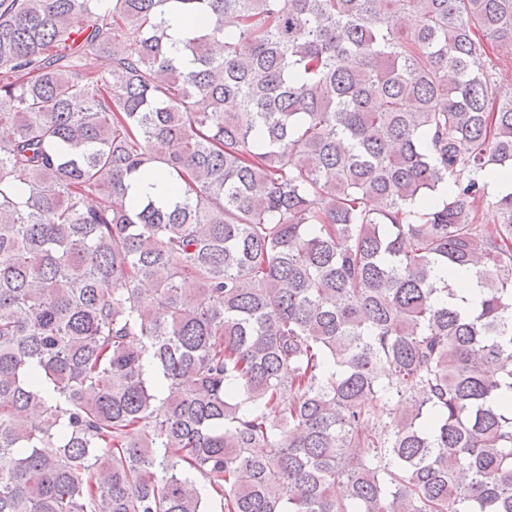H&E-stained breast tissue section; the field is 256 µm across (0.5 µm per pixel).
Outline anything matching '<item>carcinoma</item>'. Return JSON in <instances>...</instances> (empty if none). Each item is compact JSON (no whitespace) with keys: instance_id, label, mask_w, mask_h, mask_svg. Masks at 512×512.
I'll use <instances>...</instances> for the list:
<instances>
[{"instance_id":"cac0c4a2","label":"carcinoma","mask_w":512,"mask_h":512,"mask_svg":"<svg viewBox=\"0 0 512 512\" xmlns=\"http://www.w3.org/2000/svg\"><path fill=\"white\" fill-rule=\"evenodd\" d=\"M504 45L512 0H0V512H512Z\"/></svg>"}]
</instances>
